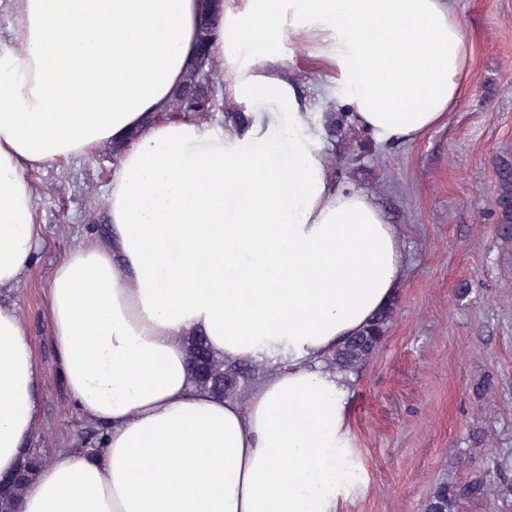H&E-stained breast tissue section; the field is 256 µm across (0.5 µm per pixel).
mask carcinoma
I'll return each mask as SVG.
<instances>
[{
    "mask_svg": "<svg viewBox=\"0 0 512 512\" xmlns=\"http://www.w3.org/2000/svg\"><path fill=\"white\" fill-rule=\"evenodd\" d=\"M214 15L207 12L200 17V45L210 44L213 31ZM208 69L218 79H223L218 67L210 59L199 60L196 68L185 77L173 99L165 109L163 118H198L206 108L209 92L200 84V72ZM324 127L331 136L342 140L353 135L343 112L326 113ZM496 206L498 209L499 237L504 243H512V163L501 164L496 176ZM394 306L384 309L359 334L347 338L339 344L325 359L327 369L344 375L358 372L379 349L385 340ZM180 343L185 351L191 375L195 383L203 390L228 400L243 398L266 369L260 365L248 363H230L217 354H211L208 371H203L201 362L203 351L210 350L207 340L202 335L184 336ZM45 456L33 450L23 451L19 464L14 471L15 482L5 495H0V512H11L19 502L31 480L42 468ZM499 465L487 467L476 473L462 484H439L423 504V512H463V506L483 512L493 501L501 498L502 489L497 483Z\"/></svg>",
    "mask_w": 512,
    "mask_h": 512,
    "instance_id": "obj_1",
    "label": "carcinoma"
}]
</instances>
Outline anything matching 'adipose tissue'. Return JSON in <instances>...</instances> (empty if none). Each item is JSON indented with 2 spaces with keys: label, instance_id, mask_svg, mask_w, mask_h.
<instances>
[{
  "label": "adipose tissue",
  "instance_id": "adipose-tissue-1",
  "mask_svg": "<svg viewBox=\"0 0 512 512\" xmlns=\"http://www.w3.org/2000/svg\"><path fill=\"white\" fill-rule=\"evenodd\" d=\"M202 0H0V476L39 424L35 345L5 301L43 243L25 173L123 151L107 241L82 240L49 280L51 345L102 449L54 453L21 512H339L357 480L350 381L322 357L404 276L401 233L336 184L285 76L304 33L357 127L380 143L442 124L469 45L454 0H218L210 57L224 93L274 102L287 137L238 150L246 126L161 114L198 60ZM271 366L242 403L192 381L181 337Z\"/></svg>",
  "mask_w": 512,
  "mask_h": 512
}]
</instances>
